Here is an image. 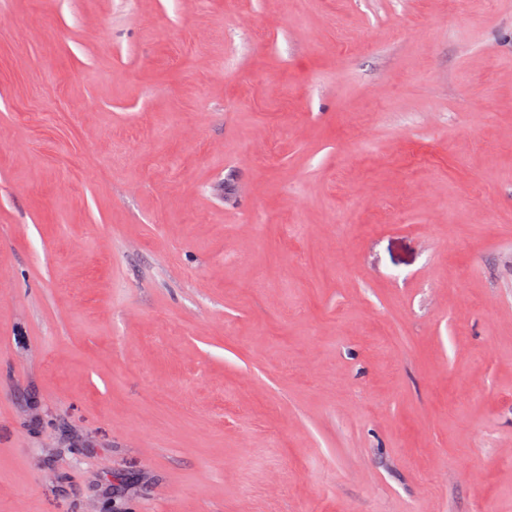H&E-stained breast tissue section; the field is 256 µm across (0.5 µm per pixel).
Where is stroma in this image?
<instances>
[{"instance_id": "obj_1", "label": "stroma", "mask_w": 512, "mask_h": 512, "mask_svg": "<svg viewBox=\"0 0 512 512\" xmlns=\"http://www.w3.org/2000/svg\"><path fill=\"white\" fill-rule=\"evenodd\" d=\"M0 512H512V0H0Z\"/></svg>"}]
</instances>
